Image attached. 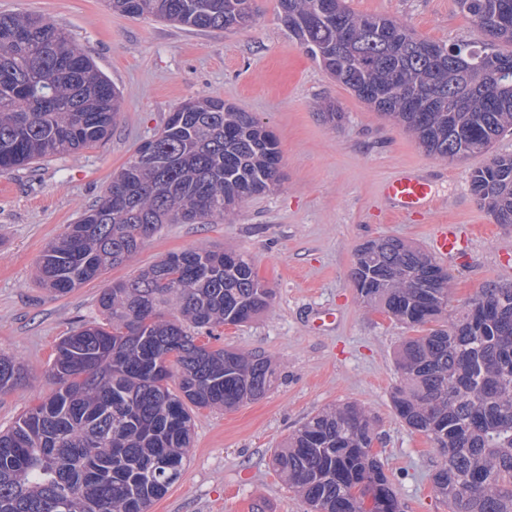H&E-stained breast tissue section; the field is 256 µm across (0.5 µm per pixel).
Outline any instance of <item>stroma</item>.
<instances>
[{
    "instance_id": "stroma-1",
    "label": "stroma",
    "mask_w": 512,
    "mask_h": 512,
    "mask_svg": "<svg viewBox=\"0 0 512 512\" xmlns=\"http://www.w3.org/2000/svg\"><path fill=\"white\" fill-rule=\"evenodd\" d=\"M362 15L406 23L419 36L451 44L477 32L458 0H346ZM257 17L240 30L200 31L112 12L106 0H0V13L27 12L64 28L115 84L120 119L100 146L0 174V353L17 356L28 378L0 395V429L49 391L46 371L55 346L99 316L102 288L170 253L200 246L232 247L250 255L259 278L274 290L267 314L225 327L220 343L259 352L281 377L267 394L231 411L194 416L181 479L149 512H304L305 506L271 464L272 453L307 417L355 401L370 411L378 457L399 512H448L435 493V445L396 415L391 393L399 381L394 353L411 331L360 306L350 279L355 251L385 235L427 247L433 225L476 224L463 259L445 261L453 278L451 310L483 285L512 282V227L495 224L472 195L471 171L488 157L460 163L427 155L410 134L336 82L289 38L278 0H255ZM197 95H214L252 113L276 137L278 190L247 199L221 224H166L127 264L63 296L37 284L36 261L106 189L169 113ZM343 112L331 126L318 106ZM402 170L426 172L436 204L420 220L388 219L379 195ZM332 310L333 326L314 330L316 311Z\"/></svg>"
}]
</instances>
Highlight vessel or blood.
Segmentation results:
<instances>
[{
  "mask_svg": "<svg viewBox=\"0 0 512 512\" xmlns=\"http://www.w3.org/2000/svg\"><path fill=\"white\" fill-rule=\"evenodd\" d=\"M380 200L385 210L398 217H415L429 212L435 200L429 178L418 172H403L387 180L381 187ZM470 234L455 224L434 225L431 249L442 258H453L466 251Z\"/></svg>",
  "mask_w": 512,
  "mask_h": 512,
  "instance_id": "1",
  "label": "vessel or blood"
}]
</instances>
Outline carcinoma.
<instances>
[{"mask_svg": "<svg viewBox=\"0 0 512 512\" xmlns=\"http://www.w3.org/2000/svg\"><path fill=\"white\" fill-rule=\"evenodd\" d=\"M112 9L199 30H237L254 0H111ZM478 33L446 44L343 0H279L288 33L336 81L411 133L432 158L487 154L473 194L512 226V155L490 153L512 131V0H459ZM121 95L50 19L0 13V172L103 144ZM281 157L250 112L190 98L144 141L80 218L38 259L59 296L129 261L164 224L222 223L248 198L277 190ZM363 306L424 333L397 348L391 400L440 461L432 475L448 512H512V283H491L448 312L451 276L395 237L356 249ZM274 291L233 248L171 253L99 297L101 318L60 338L49 393L0 431V512H148L182 476L200 409L232 410L278 379L271 358L215 347L219 329L266 312ZM208 338L203 343L200 337ZM25 378L0 354V393ZM372 418L357 403L308 417L273 452L307 512H364V481L397 503L376 457Z\"/></svg>", "mask_w": 512, "mask_h": 512, "instance_id": "obj_1", "label": "carcinoma"}]
</instances>
